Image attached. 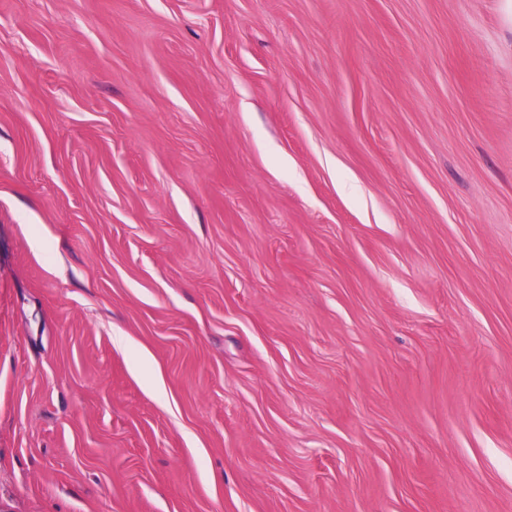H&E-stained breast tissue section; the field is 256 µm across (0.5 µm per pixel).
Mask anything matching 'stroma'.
Masks as SVG:
<instances>
[{
	"label": "stroma",
	"mask_w": 512,
	"mask_h": 512,
	"mask_svg": "<svg viewBox=\"0 0 512 512\" xmlns=\"http://www.w3.org/2000/svg\"><path fill=\"white\" fill-rule=\"evenodd\" d=\"M0 512H512V0H0Z\"/></svg>",
	"instance_id": "35a3bbf8"
}]
</instances>
